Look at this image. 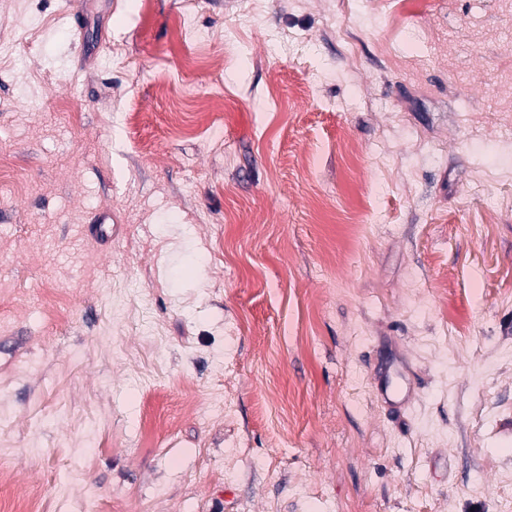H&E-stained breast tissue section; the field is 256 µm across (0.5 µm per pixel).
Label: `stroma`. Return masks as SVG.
<instances>
[{
    "label": "stroma",
    "mask_w": 512,
    "mask_h": 512,
    "mask_svg": "<svg viewBox=\"0 0 512 512\" xmlns=\"http://www.w3.org/2000/svg\"><path fill=\"white\" fill-rule=\"evenodd\" d=\"M261 3L0 0V502L512 512V6Z\"/></svg>",
    "instance_id": "stroma-1"
}]
</instances>
